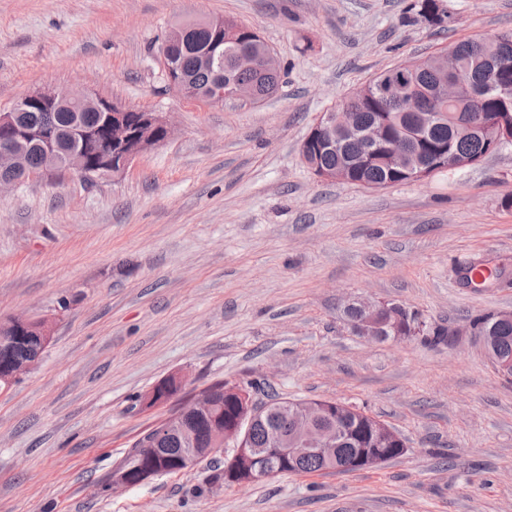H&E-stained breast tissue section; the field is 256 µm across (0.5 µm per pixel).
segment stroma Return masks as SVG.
<instances>
[{
	"mask_svg": "<svg viewBox=\"0 0 512 512\" xmlns=\"http://www.w3.org/2000/svg\"><path fill=\"white\" fill-rule=\"evenodd\" d=\"M0 0V110L84 87L170 119V140L90 184L29 177L0 194V320L54 321L38 366L0 390V512H512V380L472 320L512 311V147L420 183L317 181L300 148L383 70L512 30V0ZM230 16L281 66L276 93L209 105L169 85L178 21ZM471 261L505 265L488 288ZM400 303L446 342H368L343 316ZM180 374L182 394L147 405ZM217 381L335 399L391 426L404 455L350 473L213 489L223 455L120 490L132 444ZM441 0H418L411 10L423 21L430 25H440L445 21L446 10L443 9Z\"/></svg>",
	"mask_w": 512,
	"mask_h": 512,
	"instance_id": "1",
	"label": "stroma"
}]
</instances>
